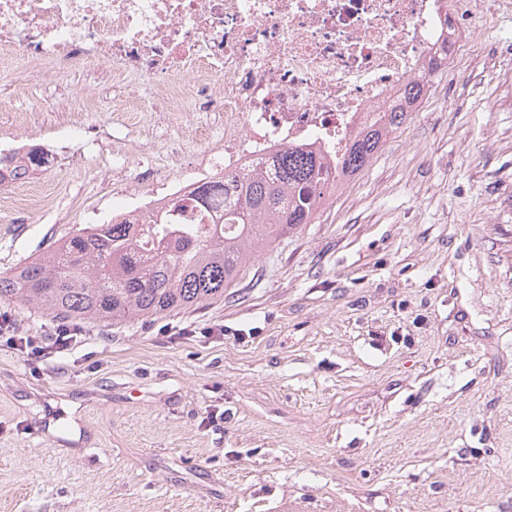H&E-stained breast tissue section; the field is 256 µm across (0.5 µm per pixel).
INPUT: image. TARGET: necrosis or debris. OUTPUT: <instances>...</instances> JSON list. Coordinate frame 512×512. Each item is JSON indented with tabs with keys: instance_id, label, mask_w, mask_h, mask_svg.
<instances>
[{
	"instance_id": "1",
	"label": "necrosis or debris",
	"mask_w": 512,
	"mask_h": 512,
	"mask_svg": "<svg viewBox=\"0 0 512 512\" xmlns=\"http://www.w3.org/2000/svg\"><path fill=\"white\" fill-rule=\"evenodd\" d=\"M485 0H0V64L66 83L76 68L152 91L112 129L111 211L88 224H196L193 190L269 159L284 146L340 157L374 113L430 74L441 42L481 26ZM201 142L183 157L187 117ZM165 141L178 168L134 162ZM13 159V223L34 197L22 147Z\"/></svg>"
}]
</instances>
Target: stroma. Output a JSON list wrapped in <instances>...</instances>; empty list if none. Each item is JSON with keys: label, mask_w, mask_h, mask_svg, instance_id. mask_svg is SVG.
<instances>
[{"label": "stroma", "mask_w": 512, "mask_h": 512, "mask_svg": "<svg viewBox=\"0 0 512 512\" xmlns=\"http://www.w3.org/2000/svg\"><path fill=\"white\" fill-rule=\"evenodd\" d=\"M512 11L487 14L409 119L315 223L262 251L223 301L122 326L0 303V512H512ZM0 139H62L112 74L19 93ZM112 143H70L12 224L0 272L112 207Z\"/></svg>", "instance_id": "stroma-1"}]
</instances>
